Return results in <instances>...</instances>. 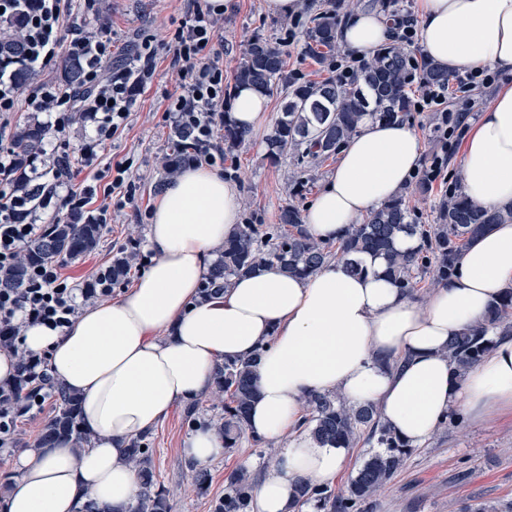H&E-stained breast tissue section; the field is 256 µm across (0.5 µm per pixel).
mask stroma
Listing matches in <instances>:
<instances>
[{
	"mask_svg": "<svg viewBox=\"0 0 512 512\" xmlns=\"http://www.w3.org/2000/svg\"><path fill=\"white\" fill-rule=\"evenodd\" d=\"M325 5L326 0H306L295 41L284 49L286 70H301L307 81L321 80L330 73L327 63L309 56L305 42L306 27ZM184 7V0H96V11L88 19L91 27L103 23L111 30L112 51L120 60L132 52L139 30L172 29ZM290 23V16L267 13L263 0H224V53L220 63L225 77H232L253 38L280 42ZM183 86L170 66L166 49L158 48L153 85L139 96L130 129L104 153L108 159L134 157L142 184L139 206L113 212L98 248L68 262L66 274L94 282L96 270L110 266L113 254L128 248L131 229H138L140 239H147L150 220L141 211L152 206L160 193L163 162L170 152V127L163 117L165 98L178 95ZM270 133L269 127L263 128L231 150L238 166L235 181L242 192L240 221L244 224L277 223L281 207L289 203L306 210L337 165L333 158L320 164H300L288 155L270 159ZM461 152V146L453 147L445 179L433 182L429 191L419 189V175L411 176L404 193L416 223H434L439 201L447 196L450 186L460 183ZM184 409V404H177L152 431L153 463L159 482L168 492L172 512H212L215 501L224 494V480L231 471L244 465L258 474L269 460L260 455L253 440H243L241 447L209 462L211 485L207 493L198 494L192 485L193 473L181 453L192 433ZM509 502L512 412L492 410L475 419L456 409L449 414L447 426L437 428L425 447L414 449L402 470L378 490L371 512H466L480 504Z\"/></svg>",
	"mask_w": 512,
	"mask_h": 512,
	"instance_id": "stroma-1",
	"label": "stroma"
}]
</instances>
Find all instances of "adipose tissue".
Returning a JSON list of instances; mask_svg holds the SVG:
<instances>
[{
	"label": "adipose tissue",
	"instance_id": "obj_1",
	"mask_svg": "<svg viewBox=\"0 0 512 512\" xmlns=\"http://www.w3.org/2000/svg\"><path fill=\"white\" fill-rule=\"evenodd\" d=\"M416 12L425 53L449 73L485 65L512 72V0H416ZM389 27L368 7L346 17L340 39L367 58ZM267 112L265 94L245 87L229 117L255 131ZM422 152L409 125L365 119L306 209L307 232L333 241L363 223L406 185ZM460 166L468 198L489 210L512 205V83L498 87L470 126ZM240 211L237 184L204 166L186 168L153 207V263L133 287L70 327L27 328L25 347L48 354L53 376L79 397L81 426L95 442L84 448L61 438L21 451L0 512H84L90 502L128 512L140 488L125 460L130 440L176 404L209 394L226 360L256 358L247 430L276 448L255 484L254 512H294L296 480L325 485L346 465L347 449L319 446L300 430L309 394L375 404L414 447L455 407L476 417L512 409V339L497 341L462 378L444 354L512 288V223L475 236L453 279L423 297L395 287L384 259L368 256L359 274L340 261L304 278L270 268L202 298V278Z\"/></svg>",
	"mask_w": 512,
	"mask_h": 512
}]
</instances>
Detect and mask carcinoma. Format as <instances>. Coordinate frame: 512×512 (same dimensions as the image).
Returning a JSON list of instances; mask_svg holds the SVG:
<instances>
[{
    "mask_svg": "<svg viewBox=\"0 0 512 512\" xmlns=\"http://www.w3.org/2000/svg\"><path fill=\"white\" fill-rule=\"evenodd\" d=\"M340 7L332 3L316 13L305 31L307 49L317 60L336 51L341 27ZM61 73L69 86L83 89L82 67L77 59L66 56ZM416 80L445 88L448 70L423 55L416 58L398 41L390 39L379 48L357 76L345 84L329 75L320 81L300 83L285 71L279 48L265 38L253 39L242 61L233 72L234 87L248 86L268 93L278 85L287 90L273 135L269 138L271 153L292 154L319 163L335 156L358 132L364 116L396 122L404 120L410 108V85ZM249 132L231 121H224V142L240 145ZM43 131L34 124L21 128L15 136L14 148L26 157L37 149ZM185 135L171 133L174 150L166 158L164 169L174 174L183 164L179 152ZM512 220V208L489 212L472 203L461 190L448 191L438 205L436 223L413 224L406 198L399 194L380 208L370 212L362 224H350L337 242L319 241L302 228L299 209L289 203L280 209L276 235L263 239L255 224H242L224 240L218 260L209 268L201 290L205 297L215 288H227L244 273L268 266L299 277L313 273L336 259L353 272L364 268L355 256L380 253L386 258V276L404 290L414 288L418 275L431 277V285L449 282L467 241L489 224H505ZM415 236L417 250L403 253L396 246L399 235ZM101 236L98 224H52L24 247L20 263L0 277L1 288H18L33 264L75 259L96 249ZM133 254L122 250L112 256L109 272L112 282L124 279L132 267ZM512 336V289L505 292L484 320L468 328L448 343V360L457 372L465 374L491 350L495 339ZM255 360L224 362L213 374L214 392L223 397L219 418L209 426L224 439L229 451L239 446L248 420L249 409L256 398ZM49 397L53 415L45 425L40 441L51 442L60 437H73L90 443L78 419V397L62 384L51 381ZM306 414L299 428L320 446L351 448L362 442L378 451L370 454L358 468L346 488L338 492L326 485L299 483L294 504L310 506L315 512H366L372 497L403 468L412 447L391 431L382 421L376 406H348L336 393L313 394L305 399ZM129 459L141 477L136 503L129 512H171L165 490L158 482L152 465V448L146 435L131 439ZM253 474L246 467L233 471L224 485V496L213 512H253Z\"/></svg>",
    "mask_w": 512,
    "mask_h": 512,
    "instance_id": "cac0c4a2",
    "label": "carcinoma"
}]
</instances>
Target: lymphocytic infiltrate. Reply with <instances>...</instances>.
<instances>
[{
    "label": "lymphocytic infiltrate",
    "mask_w": 512,
    "mask_h": 512,
    "mask_svg": "<svg viewBox=\"0 0 512 512\" xmlns=\"http://www.w3.org/2000/svg\"><path fill=\"white\" fill-rule=\"evenodd\" d=\"M83 0H0V17H20L26 50L23 63L27 69L41 70L57 58L64 42V32H71L72 53L83 58L85 98H77L73 89L56 82L44 83L40 89L20 97L14 71L0 63V275L10 272L18 263L24 246L42 230L38 212L51 201H58L73 220L90 218L92 223L107 226L113 210L134 203L140 194L132 175L131 158L100 163L98 148L107 147L128 128L137 106V97L154 81L156 52L153 34L139 33L140 46L125 64L112 73L104 65L112 58V36L93 32L82 24ZM220 10L211 0H187L178 26L168 42L171 65L180 77L189 81L187 89L173 98L164 112L171 128L181 129L202 149L195 157L198 165L224 167L229 154L218 139L224 124V70L217 63L221 45L215 20ZM414 104L419 112H435L440 116L436 131L442 153L434 157L430 177H438L445 162L444 155L461 138L465 122L453 119L445 109L446 93L424 84ZM31 115H44L43 127L54 132V154L44 161L42 169L26 173L18 158L12 134L18 109ZM84 112L95 125L94 145L81 149V164L94 168L91 184L74 190L76 176L71 167L61 165V155L70 144L65 138L76 112ZM61 261L31 266L21 287L0 289V349L17 358L12 382L0 386V447L17 444L15 406L24 403L27 410L40 412L39 398L51 369L47 355H31L22 347L27 326L41 324L56 329L69 326L80 310L93 297L112 294V279L98 272L94 287L80 286L64 272Z\"/></svg>",
    "instance_id": "1"
}]
</instances>
